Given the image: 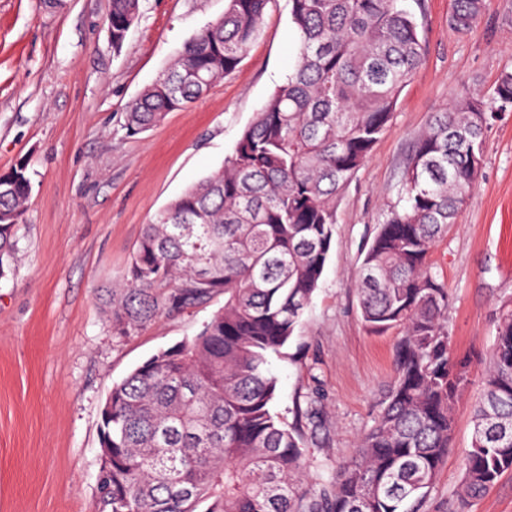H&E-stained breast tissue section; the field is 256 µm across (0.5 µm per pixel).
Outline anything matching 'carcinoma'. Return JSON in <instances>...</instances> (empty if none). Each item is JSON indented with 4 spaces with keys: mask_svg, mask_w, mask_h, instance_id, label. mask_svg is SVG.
Segmentation results:
<instances>
[{
    "mask_svg": "<svg viewBox=\"0 0 512 512\" xmlns=\"http://www.w3.org/2000/svg\"><path fill=\"white\" fill-rule=\"evenodd\" d=\"M126 113L140 134L232 73L260 32L269 0H226ZM293 71L256 112L224 166L143 225L122 278L97 289L112 335L224 296L193 337L160 350L109 392L95 512H422L448 455L453 410L470 384L445 325L449 294L429 271L437 239L477 183L492 111L480 96L432 115L414 140L393 208L365 252L356 284L367 330L400 331L394 377L354 454L311 496L302 434L271 413L282 354L309 307L331 250L336 200L389 128L424 57L401 0H290ZM139 0H111L122 48ZM486 0H453L464 33ZM512 107V71L494 87ZM32 193L28 164L0 174V276L18 250ZM473 404L465 493L481 496L512 470V295Z\"/></svg>",
    "mask_w": 512,
    "mask_h": 512,
    "instance_id": "carcinoma-1",
    "label": "carcinoma"
}]
</instances>
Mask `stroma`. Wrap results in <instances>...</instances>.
I'll return each instance as SVG.
<instances>
[{
    "instance_id": "stroma-1",
    "label": "stroma",
    "mask_w": 512,
    "mask_h": 512,
    "mask_svg": "<svg viewBox=\"0 0 512 512\" xmlns=\"http://www.w3.org/2000/svg\"><path fill=\"white\" fill-rule=\"evenodd\" d=\"M425 56L391 125L336 202L332 246L302 323L269 370L272 413L304 431L306 488L317 491L374 423L393 377L396 333L370 334L355 284L379 224L400 197L411 145L457 98L491 96L512 71V0H487L468 32L448 25L453 0H403ZM226 0H139L121 52L110 0H0V173L27 160L33 189L19 252L0 277V512H94L100 409L113 384L160 349L194 336L215 298L113 336L95 290L128 267L144 224L218 170L296 58L289 0H269L238 68L208 94L136 136L125 114ZM431 272L448 286L454 356H473L451 447L422 512H512V471L465 498L473 432L498 307L512 294V108L492 120L478 182L438 241ZM320 414L309 418V403Z\"/></svg>"
}]
</instances>
